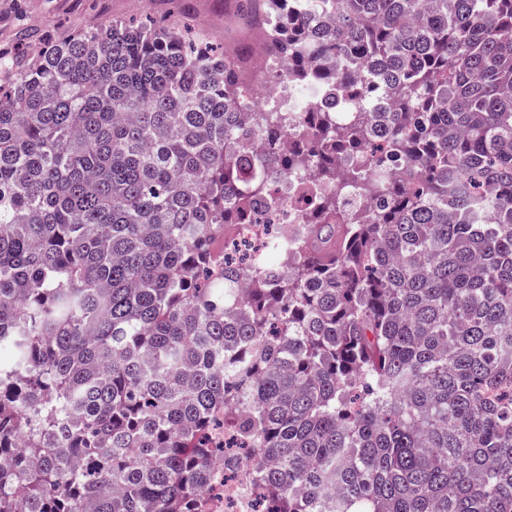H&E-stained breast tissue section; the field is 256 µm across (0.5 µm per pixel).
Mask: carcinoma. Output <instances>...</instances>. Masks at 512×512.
<instances>
[{
	"label": "carcinoma",
	"instance_id": "obj_1",
	"mask_svg": "<svg viewBox=\"0 0 512 512\" xmlns=\"http://www.w3.org/2000/svg\"><path fill=\"white\" fill-rule=\"evenodd\" d=\"M264 2L288 159L204 31L0 50V512H203L217 459L264 512H512V0ZM309 164L307 223L214 252Z\"/></svg>",
	"mask_w": 512,
	"mask_h": 512
}]
</instances>
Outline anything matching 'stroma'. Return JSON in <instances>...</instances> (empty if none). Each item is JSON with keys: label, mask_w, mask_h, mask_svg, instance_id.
<instances>
[{"label": "stroma", "mask_w": 512, "mask_h": 512, "mask_svg": "<svg viewBox=\"0 0 512 512\" xmlns=\"http://www.w3.org/2000/svg\"><path fill=\"white\" fill-rule=\"evenodd\" d=\"M144 16L180 20L227 48L258 41L241 0H0V48L9 46L19 25L39 37H57Z\"/></svg>", "instance_id": "1"}]
</instances>
